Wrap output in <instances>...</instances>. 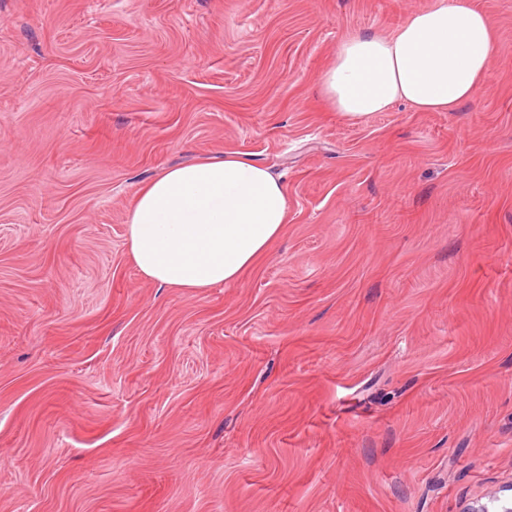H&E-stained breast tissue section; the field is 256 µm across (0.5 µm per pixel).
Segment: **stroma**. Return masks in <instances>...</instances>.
Returning a JSON list of instances; mask_svg holds the SVG:
<instances>
[{
	"label": "stroma",
	"instance_id": "35a3bbf8",
	"mask_svg": "<svg viewBox=\"0 0 512 512\" xmlns=\"http://www.w3.org/2000/svg\"><path fill=\"white\" fill-rule=\"evenodd\" d=\"M435 0H0V512L512 500V0L451 112L337 114L336 47ZM239 153L289 220L146 282L127 212Z\"/></svg>",
	"mask_w": 512,
	"mask_h": 512
}]
</instances>
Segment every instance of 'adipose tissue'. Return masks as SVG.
Listing matches in <instances>:
<instances>
[{
	"instance_id": "ef3b65f1",
	"label": "adipose tissue",
	"mask_w": 512,
	"mask_h": 512,
	"mask_svg": "<svg viewBox=\"0 0 512 512\" xmlns=\"http://www.w3.org/2000/svg\"><path fill=\"white\" fill-rule=\"evenodd\" d=\"M496 31L472 0H436L389 35H352L319 79L348 118L404 101L449 112L484 84ZM288 222V200L268 168L237 154L165 169L134 198L130 256L147 281L200 290L238 280Z\"/></svg>"
}]
</instances>
